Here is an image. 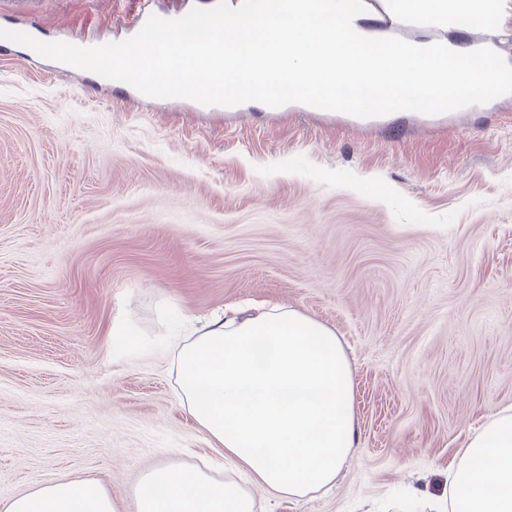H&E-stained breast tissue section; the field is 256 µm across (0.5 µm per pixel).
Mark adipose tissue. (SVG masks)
Segmentation results:
<instances>
[{"instance_id": "1", "label": "adipose tissue", "mask_w": 512, "mask_h": 512, "mask_svg": "<svg viewBox=\"0 0 512 512\" xmlns=\"http://www.w3.org/2000/svg\"><path fill=\"white\" fill-rule=\"evenodd\" d=\"M181 402L245 482L158 467L134 512H257L250 485L300 500L331 488L356 450L354 385L336 334L298 310L216 316L178 348ZM432 512H512V414L499 412L448 469ZM0 512H120L96 480H61L0 503Z\"/></svg>"}]
</instances>
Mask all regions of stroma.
<instances>
[{
  "label": "stroma",
  "mask_w": 512,
  "mask_h": 512,
  "mask_svg": "<svg viewBox=\"0 0 512 512\" xmlns=\"http://www.w3.org/2000/svg\"><path fill=\"white\" fill-rule=\"evenodd\" d=\"M43 42L132 37L136 0H33ZM412 112L130 103L0 53V502L151 469L234 475L181 405L172 348L212 314L297 309L348 353L358 450L264 512H401L512 408V98L444 131Z\"/></svg>",
  "instance_id": "obj_1"
}]
</instances>
